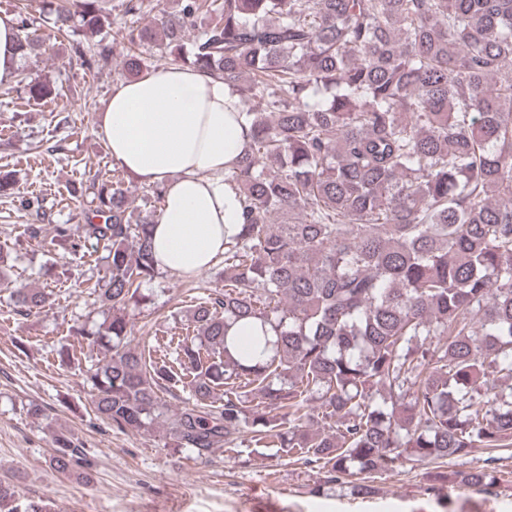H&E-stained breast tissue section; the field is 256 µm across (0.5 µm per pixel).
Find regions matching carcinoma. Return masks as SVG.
<instances>
[{
	"instance_id": "1",
	"label": "carcinoma",
	"mask_w": 512,
	"mask_h": 512,
	"mask_svg": "<svg viewBox=\"0 0 512 512\" xmlns=\"http://www.w3.org/2000/svg\"><path fill=\"white\" fill-rule=\"evenodd\" d=\"M105 2L16 6L22 56L70 39L87 74L122 40L134 77L155 48L236 87L250 142L224 172L242 210L224 288L159 364L131 346L127 314L157 271L155 216L132 220L115 181L78 230L57 226L60 248L103 251L94 290L112 316L76 330L108 352L87 375L97 416L160 423L198 458L274 448L316 469L318 492L370 495L409 462L511 448L512 0H174L145 26L151 0H121L119 18ZM19 82L33 101L55 91ZM0 289L21 312L45 302L4 275ZM238 322L256 328L247 350ZM167 386L188 390L176 411ZM52 440L50 466L78 475L84 449Z\"/></svg>"
}]
</instances>
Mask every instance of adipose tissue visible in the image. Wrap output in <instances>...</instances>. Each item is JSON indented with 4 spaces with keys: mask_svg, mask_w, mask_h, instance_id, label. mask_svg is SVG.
I'll use <instances>...</instances> for the list:
<instances>
[{
    "mask_svg": "<svg viewBox=\"0 0 512 512\" xmlns=\"http://www.w3.org/2000/svg\"><path fill=\"white\" fill-rule=\"evenodd\" d=\"M235 88L186 66L114 81L98 134L112 158L146 185H162L152 228L157 265L182 277L209 268L239 230L224 171L249 144Z\"/></svg>",
    "mask_w": 512,
    "mask_h": 512,
    "instance_id": "ef3b65f1",
    "label": "adipose tissue"
}]
</instances>
